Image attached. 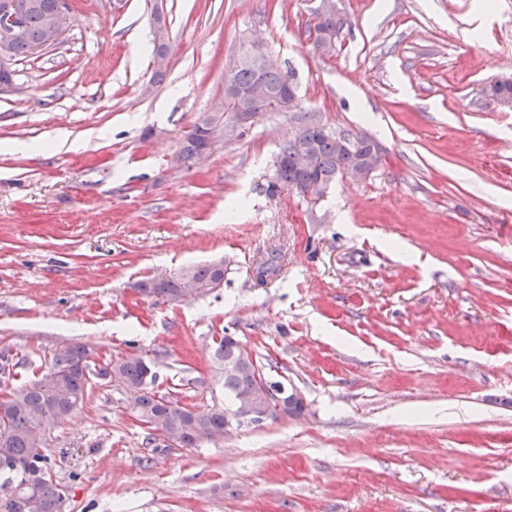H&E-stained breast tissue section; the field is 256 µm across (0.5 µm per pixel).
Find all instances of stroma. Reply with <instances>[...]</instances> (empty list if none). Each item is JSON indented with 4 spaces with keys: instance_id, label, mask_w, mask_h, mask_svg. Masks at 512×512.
Segmentation results:
<instances>
[{
    "instance_id": "stroma-1",
    "label": "stroma",
    "mask_w": 512,
    "mask_h": 512,
    "mask_svg": "<svg viewBox=\"0 0 512 512\" xmlns=\"http://www.w3.org/2000/svg\"><path fill=\"white\" fill-rule=\"evenodd\" d=\"M154 5L73 0L61 44L0 86V351L29 362L0 394L80 343L100 363L160 352L156 391L203 410L230 335L306 410L170 447L99 380L48 434L63 512H512V107L485 92L512 79V0H338L328 53L321 0H163L157 84ZM249 42L302 108L382 146L370 179L269 193L286 112L173 164ZM210 260L227 272L206 296L133 289Z\"/></svg>"
}]
</instances>
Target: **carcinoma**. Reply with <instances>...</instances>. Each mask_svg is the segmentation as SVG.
Returning a JSON list of instances; mask_svg holds the SVG:
<instances>
[{"label":"carcinoma","mask_w":512,"mask_h":512,"mask_svg":"<svg viewBox=\"0 0 512 512\" xmlns=\"http://www.w3.org/2000/svg\"><path fill=\"white\" fill-rule=\"evenodd\" d=\"M55 0H32L34 7L23 19L22 32L11 47V59L33 55V47L43 39L48 18L53 14ZM342 21L336 12L316 15L313 24L315 38L324 32L336 31ZM232 81L237 86L259 84L264 94L277 102L281 111H288V87L293 83L290 73L273 68L256 82V72L247 62L236 66ZM487 94L497 102L512 101V80L492 83ZM307 113L300 115V126L295 134L278 150L288 158L275 160L274 181L269 190L307 187L321 184L329 189L347 169L360 164L366 156V145L372 137L358 132L323 131L308 121ZM349 138L358 148L347 151L340 146ZM207 141L197 135L180 139L176 162L190 165L206 154ZM311 161H303V154ZM224 280V269L215 263L189 266L184 275L140 280L136 288L146 296L172 301L183 294L195 299L213 291L211 285ZM246 346L240 340L222 338L213 348L215 368L224 388V405L193 414L166 394L154 390L156 376L146 377L144 357L117 356L99 366L94 351L83 344L67 345L50 352L41 376L0 400V486L12 485L18 500L9 512H61L62 484L51 474L49 458L44 453L47 433L51 425L80 405L92 389L94 379H108L128 387L126 409L147 428V439L171 437L180 447H194L201 439L224 436V411L238 398L259 390L255 378L258 368L265 367L260 360L243 359Z\"/></svg>","instance_id":"obj_1"}]
</instances>
